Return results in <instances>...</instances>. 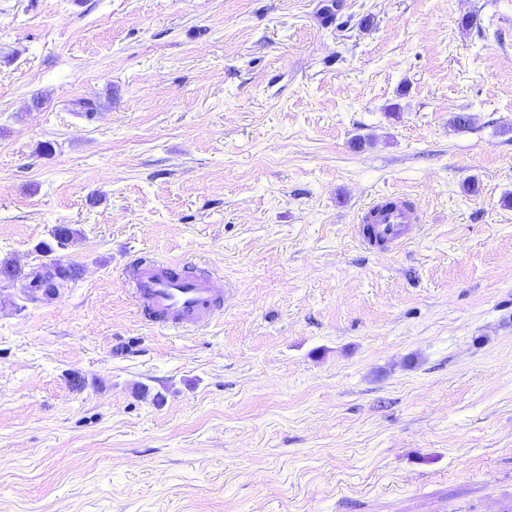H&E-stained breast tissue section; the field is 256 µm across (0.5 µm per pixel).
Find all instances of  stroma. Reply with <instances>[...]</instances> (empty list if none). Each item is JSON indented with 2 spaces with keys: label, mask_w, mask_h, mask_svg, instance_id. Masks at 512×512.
Returning <instances> with one entry per match:
<instances>
[{
  "label": "stroma",
  "mask_w": 512,
  "mask_h": 512,
  "mask_svg": "<svg viewBox=\"0 0 512 512\" xmlns=\"http://www.w3.org/2000/svg\"><path fill=\"white\" fill-rule=\"evenodd\" d=\"M59 224L76 281L0 280V512H512V0H0V263ZM143 253L222 316L143 320ZM419 222L420 216L406 199L391 195L370 202L358 215L354 230L367 248H399L408 243L412 225Z\"/></svg>",
  "instance_id": "35a3bbf8"
}]
</instances>
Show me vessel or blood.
Segmentation results:
<instances>
[{
	"instance_id": "1",
	"label": "vessel or blood",
	"mask_w": 512,
	"mask_h": 512,
	"mask_svg": "<svg viewBox=\"0 0 512 512\" xmlns=\"http://www.w3.org/2000/svg\"><path fill=\"white\" fill-rule=\"evenodd\" d=\"M420 217L401 197L379 198L358 215L355 234L368 248H398L409 241V232ZM139 312L152 322L173 328L195 329L221 314L219 291L210 272H189L183 262L136 259L127 269Z\"/></svg>"
}]
</instances>
